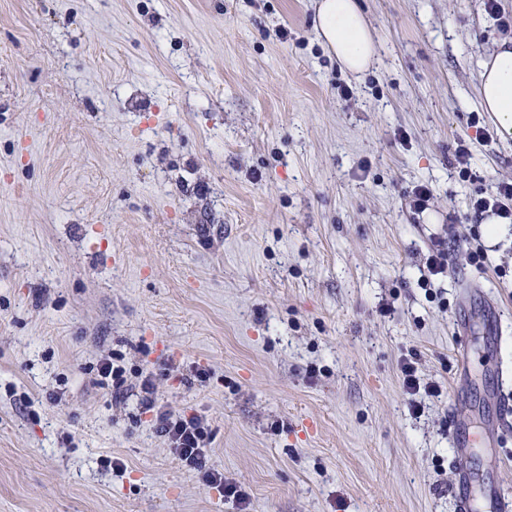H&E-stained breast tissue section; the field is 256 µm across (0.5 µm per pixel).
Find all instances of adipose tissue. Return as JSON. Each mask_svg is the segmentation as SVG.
Here are the masks:
<instances>
[{"label": "adipose tissue", "mask_w": 512, "mask_h": 512, "mask_svg": "<svg viewBox=\"0 0 512 512\" xmlns=\"http://www.w3.org/2000/svg\"><path fill=\"white\" fill-rule=\"evenodd\" d=\"M316 28L328 50L353 73L369 69L375 38L359 0H318ZM478 99L502 137H512V40H502L481 65Z\"/></svg>", "instance_id": "adipose-tissue-1"}]
</instances>
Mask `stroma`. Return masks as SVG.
I'll list each match as a JSON object with an SVG mask.
<instances>
[{
  "label": "stroma",
  "instance_id": "1",
  "mask_svg": "<svg viewBox=\"0 0 512 512\" xmlns=\"http://www.w3.org/2000/svg\"><path fill=\"white\" fill-rule=\"evenodd\" d=\"M362 8L356 75L315 0H0V512H240L156 433L147 377L247 512H456L450 420L496 419L512 373V223L489 242L470 207L512 180L477 95L512 24L484 0ZM408 356L440 395L407 392ZM466 461L512 495V429Z\"/></svg>",
  "mask_w": 512,
  "mask_h": 512
}]
</instances>
